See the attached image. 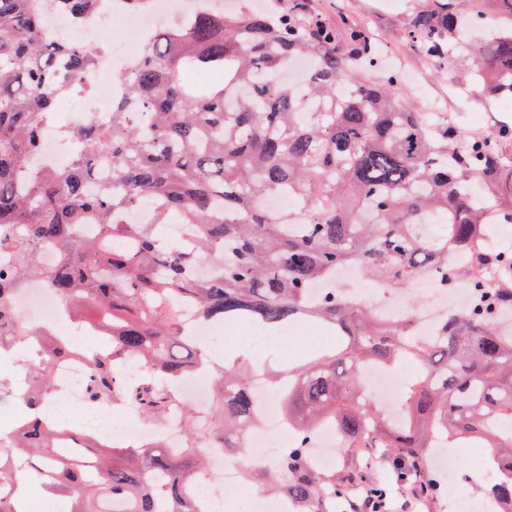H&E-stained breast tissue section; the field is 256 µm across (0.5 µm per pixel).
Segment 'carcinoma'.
<instances>
[{
  "instance_id": "1",
  "label": "carcinoma",
  "mask_w": 512,
  "mask_h": 512,
  "mask_svg": "<svg viewBox=\"0 0 512 512\" xmlns=\"http://www.w3.org/2000/svg\"><path fill=\"white\" fill-rule=\"evenodd\" d=\"M487 0H426L407 35L436 67L467 43L466 22L481 23ZM501 4L502 29L471 44L465 85L489 101L512 95V0ZM102 0H56L83 26ZM43 0H0V358L34 339L42 355L26 391L0 381V399L19 400L17 453L0 458V512H19L11 494L24 485L69 495L73 512H199L194 494L213 448L245 459L256 418L253 370L216 362L189 335L182 308L214 325L252 322L275 331L304 320L334 334L337 346L265 371L271 387L292 378L282 409L292 433L272 471L255 461L245 481L286 496L298 512L336 490L313 468L316 430L332 424L356 448H388L417 460L408 473L425 480L440 442L490 450L487 494L512 508V335L495 313L512 310V277L487 288L457 259L488 236L493 215L512 219V123L492 135L429 125L405 103L401 77L387 71L370 36L345 33L292 0L288 13L203 8L179 28L159 32L120 76L125 96L112 112L67 133L78 148L66 167L35 162L59 101L103 49L74 39L47 42ZM295 56L313 70L305 92L318 103L302 111L297 91L277 81ZM296 195L308 213L271 211L261 197ZM156 201L149 224H128V210ZM100 226L96 239L80 226ZM177 224L192 248L165 236ZM50 249L57 266L42 267ZM212 260L213 272L196 275ZM482 261L512 270V250ZM357 266L381 288L398 289L435 268L476 295L452 309L437 339H411V317L386 320L334 288L310 300L311 287ZM38 277L70 315L98 318L107 348L89 352L90 399H134L147 419L166 418L169 399L156 384L185 371L211 380L216 400L193 418L185 449L96 448L75 430L39 413L53 394V366L73 348L16 314L14 292ZM134 358L148 379L129 385L121 360ZM414 362L418 376L403 396L405 413L388 419L363 395L369 365Z\"/></svg>"
}]
</instances>
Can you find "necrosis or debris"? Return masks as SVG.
I'll use <instances>...</instances> for the list:
<instances>
[{"label": "necrosis or debris", "mask_w": 512, "mask_h": 512, "mask_svg": "<svg viewBox=\"0 0 512 512\" xmlns=\"http://www.w3.org/2000/svg\"><path fill=\"white\" fill-rule=\"evenodd\" d=\"M188 12L184 0H152L149 9L143 12L126 10L119 0H110L100 15L99 24L118 25L119 35L101 65L83 76V83L92 88L93 94L72 101L69 123H89L102 113L111 111L113 102L124 92L123 86L114 81V74L126 72L133 58L146 49L152 33L183 25ZM335 281L337 287L343 288L350 297L369 303L385 318L401 316L408 306L407 294L383 295L381 290L364 282L357 267L340 270ZM412 289L416 292L427 291L429 296L428 302L413 313V334L418 339L437 335L447 311L460 308L466 300L465 294L454 284L440 281L432 275L418 277L413 281ZM12 304L20 316L38 322L46 329L63 331L68 337L82 338L103 333L102 327L91 321L70 317L59 297L36 279L29 280L24 288L14 294ZM88 377L89 364L82 351H75L59 361L54 371L55 393L43 401L42 408L53 424L76 426L85 436L107 448L125 436L147 445L160 440L172 448L183 447V404L191 400L204 410L214 400L209 383L199 375L190 374L169 385L173 405L162 431L141 430L132 426L121 428L114 421L111 400L89 401ZM252 390L258 403L259 424L249 438L247 453L252 457L277 459L281 452L280 445L288 434L281 418L279 401L271 394L263 376L254 377ZM211 466L218 476L217 483L202 482L195 488L202 512H212L215 504L223 502L225 488L244 485L242 463L227 461L221 450L212 451Z\"/></svg>", "instance_id": "necrosis-or-debris-1"}]
</instances>
